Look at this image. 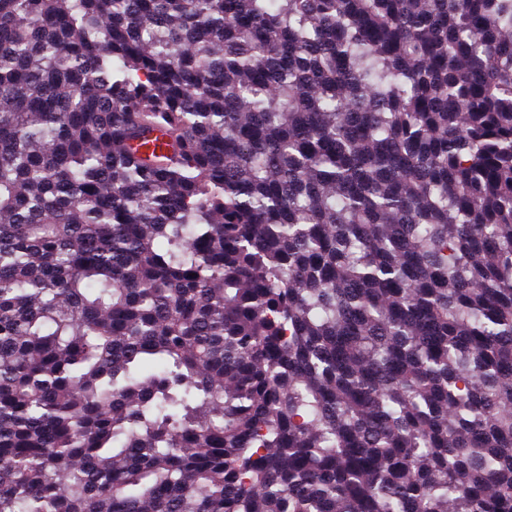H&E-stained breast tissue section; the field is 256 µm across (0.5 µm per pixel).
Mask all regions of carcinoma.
<instances>
[{"instance_id": "carcinoma-1", "label": "carcinoma", "mask_w": 512, "mask_h": 512, "mask_svg": "<svg viewBox=\"0 0 512 512\" xmlns=\"http://www.w3.org/2000/svg\"><path fill=\"white\" fill-rule=\"evenodd\" d=\"M0 512H512V0H0Z\"/></svg>"}]
</instances>
